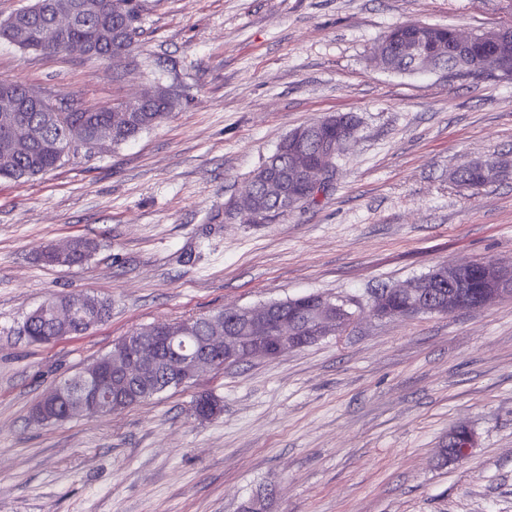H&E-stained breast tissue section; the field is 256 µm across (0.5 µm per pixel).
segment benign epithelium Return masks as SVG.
I'll use <instances>...</instances> for the list:
<instances>
[{
    "mask_svg": "<svg viewBox=\"0 0 512 512\" xmlns=\"http://www.w3.org/2000/svg\"><path fill=\"white\" fill-rule=\"evenodd\" d=\"M89 5L77 0L63 10L45 7L35 15L53 17L52 31L61 33L75 23L78 17L87 13ZM393 41H402L407 52L414 58L417 72L435 70L429 54L422 50L419 42L400 36L391 37ZM509 40V34L503 29L492 32H472L465 34L457 29L451 30L450 46L457 52L467 55L470 69L482 72L487 68L497 74L512 73V57L503 49ZM173 95L172 89L159 85L144 96L133 100L128 107L112 116V129L99 132L94 136L79 135L72 132L71 145L94 147L102 141L111 139L112 130L122 127L128 120L129 112L146 101H156L164 96ZM0 97L8 102L4 108V123L13 129L9 143L26 152L38 141V133L29 131L21 112H38L45 103L40 94L30 93L23 101L15 97L14 87L8 82L0 83ZM355 130L340 127L336 140L322 145L317 160L311 162L303 152L292 154L293 181L319 195L330 182L333 172V158L354 138ZM492 277L485 285L482 295L473 297L469 288L468 274L472 263L443 264L441 271L448 276V297L432 302L421 296V289L429 287V280L418 278L407 285L392 288L388 293L409 298L405 309L397 313L399 317H412L420 313L450 314L462 309L483 308L500 298L503 292L512 289V265L505 266L495 261H488ZM79 303L60 305L55 310V318L63 326L69 325L77 314ZM337 305L329 299L321 298L313 303L310 322L301 327L278 311L273 303L246 309V319L251 335L242 336L237 330L224 324V318L217 315L207 321L205 336L201 345L191 350L185 348L188 337L170 324H163L157 333L141 336L135 341L120 343L112 348V354L100 365H93L81 373V387L74 395H69L63 385L54 388L50 398L77 405L81 412L97 410L102 415H110L120 407H107L103 402V386L109 379L135 386L149 373L158 369L165 371L170 383L195 377L203 371L212 370L222 361L226 364L234 361L242 352L247 351L254 358H273L288 351L307 346L311 341L339 332Z\"/></svg>",
    "mask_w": 512,
    "mask_h": 512,
    "instance_id": "1",
    "label": "benign epithelium"
}]
</instances>
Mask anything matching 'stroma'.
<instances>
[{"label":"stroma","instance_id":"1","mask_svg":"<svg viewBox=\"0 0 512 512\" xmlns=\"http://www.w3.org/2000/svg\"><path fill=\"white\" fill-rule=\"evenodd\" d=\"M422 22L512 26V0H140L130 59L0 40V79L52 103L109 106L172 87L179 105L119 146L78 149L0 182V512H512V298L447 315L376 317V293L448 261L512 263V80L384 69L373 46ZM359 119L317 202L268 224L232 208L293 128ZM497 157L476 190L455 170ZM87 238L91 259L44 246ZM111 299L89 332L21 333L48 297ZM346 303L340 334L200 373L106 417L32 409L134 330L306 294ZM224 411L202 421L201 393ZM471 453L441 464L450 431Z\"/></svg>","mask_w":512,"mask_h":512}]
</instances>
